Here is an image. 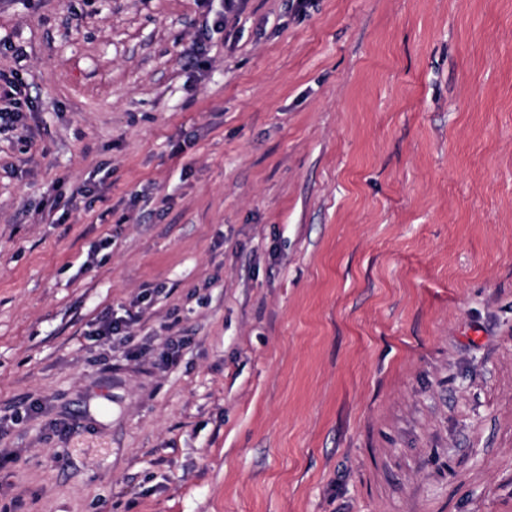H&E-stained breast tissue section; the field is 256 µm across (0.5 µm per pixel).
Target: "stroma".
Here are the masks:
<instances>
[{
  "label": "stroma",
  "mask_w": 512,
  "mask_h": 512,
  "mask_svg": "<svg viewBox=\"0 0 512 512\" xmlns=\"http://www.w3.org/2000/svg\"><path fill=\"white\" fill-rule=\"evenodd\" d=\"M0 39V512H512V0H0ZM0 128L17 130L25 128L26 113L24 106L27 105L28 97L21 80L0 78ZM138 310L135 312L127 311V315L125 319H121L117 321L116 319H112V317H105L100 320L97 324V327L91 331L92 336H101L111 338L112 336L121 335L122 326L127 327L133 323H135L141 316V309L137 306Z\"/></svg>",
  "instance_id": "1"
}]
</instances>
